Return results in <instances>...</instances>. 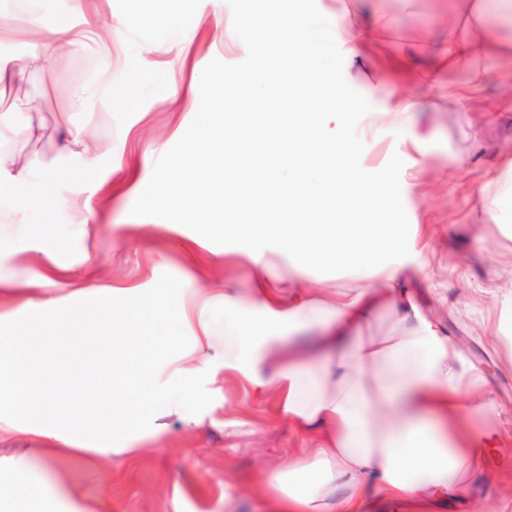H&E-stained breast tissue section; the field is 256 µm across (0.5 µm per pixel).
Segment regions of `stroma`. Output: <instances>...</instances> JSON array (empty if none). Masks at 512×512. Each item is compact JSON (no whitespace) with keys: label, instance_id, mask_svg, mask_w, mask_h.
<instances>
[{"label":"stroma","instance_id":"35a3bbf8","mask_svg":"<svg viewBox=\"0 0 512 512\" xmlns=\"http://www.w3.org/2000/svg\"><path fill=\"white\" fill-rule=\"evenodd\" d=\"M473 2L455 0L449 14L439 11L438 0H280V9L310 17L322 36L318 66L335 71L352 95L378 101L401 90L391 63L409 59L415 71H424L447 41L449 22L473 24ZM147 6L154 21L140 19ZM147 6L98 0L102 24L93 31L74 0H0V15L35 14L81 43L77 52L43 60L35 34L0 40V56L19 48L27 71L18 95H0V113H15L19 127L40 129L39 139L20 137L0 147L30 169L34 180L26 191H34L44 173L60 174L57 208L48 213L34 205L0 224V264L18 266L23 281L38 280L45 265L41 251L57 235L69 239L56 255L59 262L88 260L94 289L78 295L77 303L129 319L123 332L103 337L93 365L100 383L112 373L113 355L135 354L155 317L173 314L199 288H232L242 302L244 333L255 336L261 329L247 304L251 288L261 279L284 288L295 277L286 251L271 254L268 266L256 270L249 259L253 242L205 235L194 214L160 212L151 204L156 179L188 151L185 132L223 107L211 78L259 64L239 24L249 0H152ZM373 16L382 21L379 38L362 49L360 65L349 66L336 31L364 26ZM455 69L471 81L484 77L482 90L465 110L449 103L454 83L448 78H441V92L423 91L414 116L427 136L422 147L377 112L348 113L344 131L356 145L357 171L390 186L429 227V264L414 278L417 306L482 372V393L512 404V344L488 343L500 299L512 296V55L467 60ZM63 110L101 145L92 169L63 148L55 122ZM73 201L98 211L94 251H85L71 232ZM113 287L122 295H110ZM200 370L188 396L201 394L206 402L194 421L167 418L156 442L149 406L132 453L55 463L58 478L89 512L103 497L111 512H263L252 491L257 473L287 466L312 440L275 415L274 395L255 396L239 374L225 370L221 351H211ZM464 427L493 429L491 478L474 487L471 503L457 501L441 512H477L481 505L512 512V426L495 428L474 417Z\"/></svg>","mask_w":512,"mask_h":512}]
</instances>
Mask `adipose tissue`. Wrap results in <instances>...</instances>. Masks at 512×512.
<instances>
[{"mask_svg": "<svg viewBox=\"0 0 512 512\" xmlns=\"http://www.w3.org/2000/svg\"><path fill=\"white\" fill-rule=\"evenodd\" d=\"M241 25L261 64L214 79L223 111L186 133L193 161L171 162L175 169L191 167L193 176H161L153 205L192 212L206 229L256 241L250 254L256 268L267 266L276 245L287 249L297 273L329 260L352 269L361 285L346 292L308 288L284 299L258 286L259 336L242 335L229 290L192 297L200 332L161 388H154L151 370L163 358L162 346L175 341L167 332L149 337L136 357L114 361L109 383L90 403L96 421L124 430L150 401L157 417L190 419L189 366L219 346L225 369L258 393L276 391V415L318 439L287 468L259 475L256 489L269 512H364L372 494L409 512L467 500L484 478L491 442L481 434L460 437L453 420L483 416L502 424L512 413L498 398L464 395V385L478 381L473 366L418 309L407 284L395 282L401 267L424 271L428 249L414 247L406 211L390 187L352 170L354 146L343 119L370 106L335 72L315 69L319 44L305 15L282 13L276 0H251ZM507 51L482 31L449 26L447 44L420 81L436 85L441 71L458 62ZM250 85L268 86L275 99L287 100V111H268L246 94ZM10 164V155L0 152V185L16 189L11 209L0 210L1 224L35 202L48 211L57 206L56 174L43 176L32 198L18 191L26 173L12 172ZM264 168L273 178L261 176ZM378 206L390 209L391 223L352 221V214ZM71 272L52 263L39 282L50 296L24 301L16 297V278L0 274V321L8 325L0 337V436L36 434L47 441L43 448L0 453V512H86L55 478V460L127 451L97 445L72 410L88 376L84 361L97 353L100 331L115 317L74 303ZM376 284L389 288L384 301L397 316L395 330L345 345V329L366 317ZM21 308L27 318L18 317ZM311 319L328 328L317 362L308 361L307 349L285 346L288 330Z\"/></svg>", "mask_w": 512, "mask_h": 512, "instance_id": "adipose-tissue-1", "label": "adipose tissue"}]
</instances>
